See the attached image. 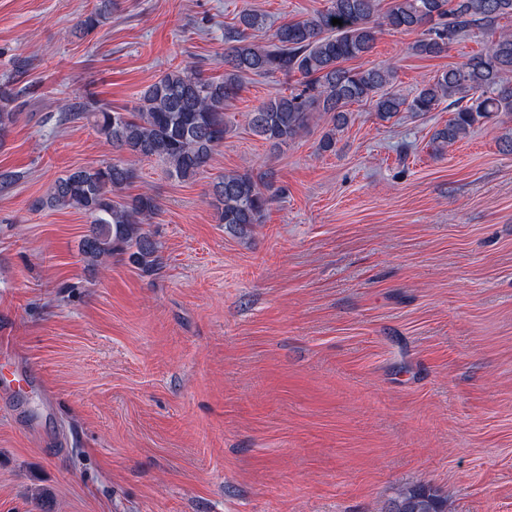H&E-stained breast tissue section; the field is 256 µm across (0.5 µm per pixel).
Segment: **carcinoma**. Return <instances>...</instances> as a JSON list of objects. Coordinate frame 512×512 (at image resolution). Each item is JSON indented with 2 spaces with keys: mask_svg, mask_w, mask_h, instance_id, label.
<instances>
[{
  "mask_svg": "<svg viewBox=\"0 0 512 512\" xmlns=\"http://www.w3.org/2000/svg\"><path fill=\"white\" fill-rule=\"evenodd\" d=\"M329 6L277 28L272 40L257 45L249 31L265 25V17L244 10L238 21L224 27V76L207 78L190 62L170 69L140 92L125 112L95 102L64 104L63 109L87 119L112 149L135 159H154L169 177L191 180L208 170L229 125L224 104L241 88L246 74H298L302 88L275 96L244 114L249 130L273 146L299 137L314 120L326 124L319 149L336 147V132L349 119V106L372 103L388 120L401 111L425 114L448 103L450 118L435 131L436 150L466 137L479 124L512 115V32L499 21L512 18V0H328ZM112 10V0L79 20L76 30L96 29ZM342 24H332V19ZM478 31L487 47L466 61L425 80L408 98L392 90L397 67L391 63L347 68L343 63L363 58L385 31L414 34L409 50L437 57L459 34ZM16 77L0 79V136L14 125L21 109ZM136 169L121 158L83 166L59 178L41 206L75 209L89 219L80 253L97 267L114 255H124L134 268L153 273L160 264L158 245L147 229L159 211L148 191L126 195ZM272 186L248 172L228 171L211 186L219 223L245 236L262 223L273 199ZM389 512H447L431 489L420 485L401 494Z\"/></svg>",
  "mask_w": 512,
  "mask_h": 512,
  "instance_id": "carcinoma-1",
  "label": "carcinoma"
}]
</instances>
